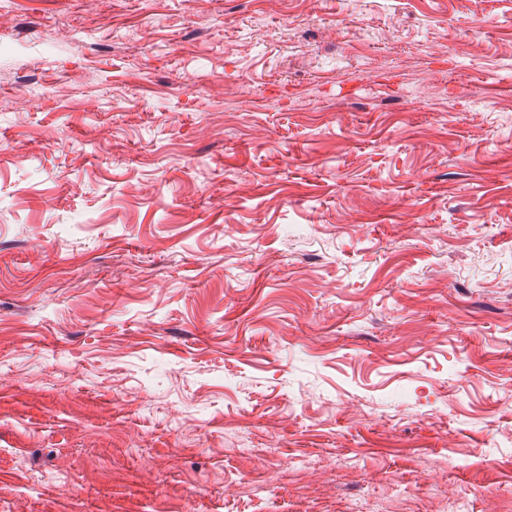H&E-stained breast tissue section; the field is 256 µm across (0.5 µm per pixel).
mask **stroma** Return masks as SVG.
<instances>
[{
  "mask_svg": "<svg viewBox=\"0 0 512 512\" xmlns=\"http://www.w3.org/2000/svg\"><path fill=\"white\" fill-rule=\"evenodd\" d=\"M86 3L0 0V512H512V0Z\"/></svg>",
  "mask_w": 512,
  "mask_h": 512,
  "instance_id": "35a3bbf8",
  "label": "stroma"
}]
</instances>
